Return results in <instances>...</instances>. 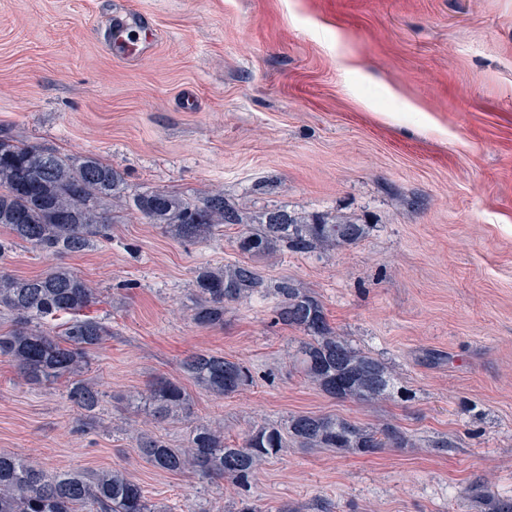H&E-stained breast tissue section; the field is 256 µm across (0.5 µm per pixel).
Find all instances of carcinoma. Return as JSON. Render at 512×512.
Masks as SVG:
<instances>
[{"instance_id":"1","label":"carcinoma","mask_w":512,"mask_h":512,"mask_svg":"<svg viewBox=\"0 0 512 512\" xmlns=\"http://www.w3.org/2000/svg\"><path fill=\"white\" fill-rule=\"evenodd\" d=\"M126 207L176 239L209 244L224 226L245 223L242 213L215 190L202 198L142 190L129 192L122 175L96 155L73 157L24 140L0 137V226L14 240L55 257L82 253L107 239L114 208ZM368 226L333 213L301 214L286 207L265 212L236 238L247 256L224 267L198 272L192 320L200 327L224 324V309L254 296L273 294L277 320L304 335L294 364L324 394L369 403L399 392L380 359L355 348L327 322L321 300L290 278L268 281L258 265L286 248L308 254L357 244ZM101 292L74 271L55 266L30 278L0 272V315L11 328L0 332V357L13 362L31 385L67 384L66 399L84 417L95 416L100 392L82 378L91 353L112 335L104 321L86 314ZM188 378L218 397H230L253 382L241 361L196 352L183 364ZM158 420L193 416L190 396L179 382L153 380L145 397ZM139 453L155 468L191 473L201 480L229 477L241 485L268 459L293 445L371 454L406 441L397 427H360L334 415L298 414L283 424L260 423L242 443L224 441L221 426L197 424L189 445L173 448L163 438L135 431ZM0 512H166L120 469L89 474L74 468L50 471L22 457L0 453Z\"/></svg>"}]
</instances>
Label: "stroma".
Returning <instances> with one entry per match:
<instances>
[{"label": "stroma", "mask_w": 512, "mask_h": 512, "mask_svg": "<svg viewBox=\"0 0 512 512\" xmlns=\"http://www.w3.org/2000/svg\"><path fill=\"white\" fill-rule=\"evenodd\" d=\"M111 20L152 49L109 51ZM0 130L98 155L133 191L220 188L249 217L285 206L369 224L355 246L261 267L315 293L405 389L370 404L322 393L295 368L302 335L271 296L196 326L195 276L241 260L239 226L189 244L123 209L92 250L17 243L0 258L18 277L71 268L112 327L84 374L101 393L92 424L63 386L30 385L0 357V452L121 469L169 512H238L232 480L160 471L131 441L134 425L186 444L187 425L128 403L164 376L231 444L305 413L406 432L373 454L284 449L253 477L257 512H494L512 498V0H0ZM200 350L244 362L253 385L220 398L186 382ZM485 481L493 498L464 495Z\"/></svg>", "instance_id": "35a3bbf8"}]
</instances>
